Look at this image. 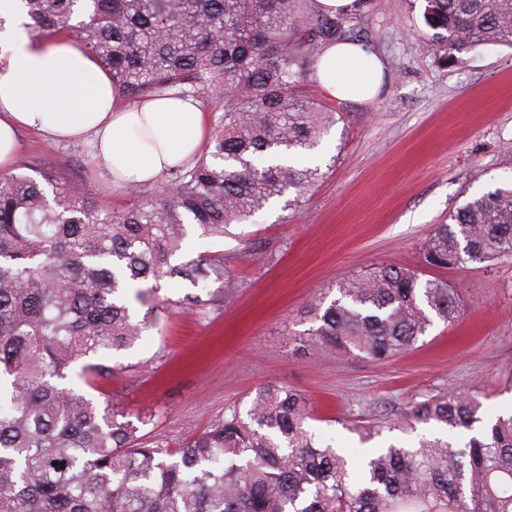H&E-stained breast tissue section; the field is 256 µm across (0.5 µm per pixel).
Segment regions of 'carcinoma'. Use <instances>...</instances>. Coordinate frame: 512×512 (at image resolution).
<instances>
[{"instance_id": "1", "label": "carcinoma", "mask_w": 512, "mask_h": 512, "mask_svg": "<svg viewBox=\"0 0 512 512\" xmlns=\"http://www.w3.org/2000/svg\"><path fill=\"white\" fill-rule=\"evenodd\" d=\"M33 28L77 34L129 101L169 92L216 116L212 148L168 170L152 202L114 211L58 169L28 158L0 175V512H512V415L458 447L391 445L355 471L306 429L304 394L259 387L178 447L147 445L125 414L89 388L118 366L97 362L173 316L161 282L235 288L224 252L181 260L188 225L203 236L248 219L321 176L294 166L343 120L301 90L324 48L361 14L317 0H20ZM424 50L458 60L512 48V0H424ZM512 257V188L448 212L423 245L431 266ZM147 281L149 287H143ZM309 305L301 342L320 354L387 361L461 305L446 281L378 264ZM472 393L415 404L403 424L453 433L481 421Z\"/></svg>"}]
</instances>
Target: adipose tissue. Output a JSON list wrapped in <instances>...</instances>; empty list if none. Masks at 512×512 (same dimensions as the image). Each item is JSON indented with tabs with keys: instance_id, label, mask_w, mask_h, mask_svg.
Instances as JSON below:
<instances>
[{
	"instance_id": "obj_1",
	"label": "adipose tissue",
	"mask_w": 512,
	"mask_h": 512,
	"mask_svg": "<svg viewBox=\"0 0 512 512\" xmlns=\"http://www.w3.org/2000/svg\"><path fill=\"white\" fill-rule=\"evenodd\" d=\"M14 38L0 57V170L12 167L24 128L55 140L91 138L115 187L157 180L199 153L208 122L195 100L146 96L120 104L76 38L49 48L19 31ZM314 71L322 92L338 100H371L383 79L380 58L353 42L330 44Z\"/></svg>"
}]
</instances>
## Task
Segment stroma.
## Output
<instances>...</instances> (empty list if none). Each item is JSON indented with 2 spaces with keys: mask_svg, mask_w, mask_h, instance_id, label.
Segmentation results:
<instances>
[{
  "mask_svg": "<svg viewBox=\"0 0 512 512\" xmlns=\"http://www.w3.org/2000/svg\"><path fill=\"white\" fill-rule=\"evenodd\" d=\"M421 0H380L361 34L387 70L367 102L308 95L341 112L309 165L322 177L298 206L271 201L217 240L190 230L186 258L223 251L237 280L222 305L210 290L178 279L162 284L172 302L198 293L202 304L169 319L129 350L114 354L117 374L99 391L151 441L169 446L246 411L257 388L279 382L304 393L308 428L360 464L364 448L414 446L431 425L401 428L402 415L428 396L476 392L480 422L457 443L512 408V258L440 269L424 265L421 246L434 225L469 196L512 186V49L493 45L446 64L423 52ZM22 156L60 165L65 176L121 210L150 201L158 183L113 187L86 142L20 135ZM377 263L421 270L457 288L461 314L434 322L411 349L384 362L319 358L302 347L305 312L315 297Z\"/></svg>",
  "mask_w": 512,
  "mask_h": 512,
  "instance_id": "35a3bbf8",
  "label": "stroma"
}]
</instances>
